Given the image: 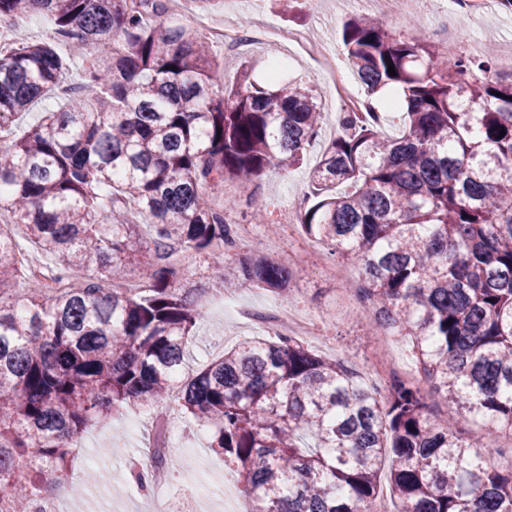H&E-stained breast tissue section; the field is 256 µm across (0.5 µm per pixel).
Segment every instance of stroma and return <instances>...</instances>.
Wrapping results in <instances>:
<instances>
[{
    "label": "stroma",
    "instance_id": "1",
    "mask_svg": "<svg viewBox=\"0 0 512 512\" xmlns=\"http://www.w3.org/2000/svg\"><path fill=\"white\" fill-rule=\"evenodd\" d=\"M449 6V0H390L389 8L378 10L377 15L387 28L398 34L405 33L411 25H421L427 41L438 49L443 40L436 32L446 24ZM360 12L354 0H224L222 7L209 11L200 9L195 0H178L164 15L165 20L187 27L197 18L235 27L243 24L251 27L261 19L274 31L272 40L254 42L242 52H228L221 45H213L216 90L232 83L244 64L251 68L255 79L264 80L271 62L277 58L283 63L285 78H316L324 103L322 141L311 149L305 165L286 171L273 167L261 176L259 190L268 202L271 215H279L282 210L303 202L311 165L321 154L324 142L336 138L339 131V103L331 93L329 79L318 74L310 58L290 52L287 39L291 36L316 41L327 38L333 50L342 51L341 24ZM453 34L462 48L475 54L499 56L511 52L512 11H506L500 0H484L478 12L465 15L463 22L455 23ZM296 240L297 275L287 298L252 287L227 292L218 281L199 278L204 290L205 317L190 345V357L183 367L185 377H193L211 359L221 356L225 348L261 334L256 322L238 317L237 308L270 314L284 305L310 321L313 333L307 338L309 345L322 355L356 365L365 381H372L377 364L386 357L394 361L397 369L414 371L407 338L382 337L371 319L361 313L352 290L361 280L358 263L349 262V276L336 279L328 270L331 256L311 250L304 234H297ZM167 420L177 426L181 435L172 452L170 485L207 478L214 469H221L224 512H239L243 500L242 479L210 448V429L198 427L174 411L169 412ZM152 429L151 417L138 410H127L115 414L106 423L90 426L83 434L85 445L78 451L76 473L84 475L97 460L107 469L110 484L85 488V496L107 498L118 487L124 501L136 499V486L126 482L127 458L143 450Z\"/></svg>",
    "mask_w": 512,
    "mask_h": 512
}]
</instances>
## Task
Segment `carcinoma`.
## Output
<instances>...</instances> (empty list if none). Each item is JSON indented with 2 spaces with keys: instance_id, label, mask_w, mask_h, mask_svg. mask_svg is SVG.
<instances>
[{
  "instance_id": "carcinoma-1",
  "label": "carcinoma",
  "mask_w": 512,
  "mask_h": 512,
  "mask_svg": "<svg viewBox=\"0 0 512 512\" xmlns=\"http://www.w3.org/2000/svg\"><path fill=\"white\" fill-rule=\"evenodd\" d=\"M34 9L53 37L0 54V211L52 270L35 276L0 223V491L15 512L74 484L72 443L89 425L169 399L205 315L178 253L226 289L288 295L291 263L226 261V187L263 215L255 180L303 163L322 121L310 80L259 84L244 65L215 91L205 37L161 21L165 0H0V22ZM342 42L367 95L398 90L403 129L388 137L341 112L300 227L361 264L355 294L374 327L409 337L430 392L481 419L487 442L457 436L414 383L368 385L286 335L225 349L180 384L177 407L215 428L210 448L237 467L254 512H369L384 489L398 512H512L493 443L512 432V75L486 56L449 63L419 29L396 36L365 15ZM65 84L58 111L10 136ZM132 270L141 288L108 289Z\"/></svg>"
}]
</instances>
